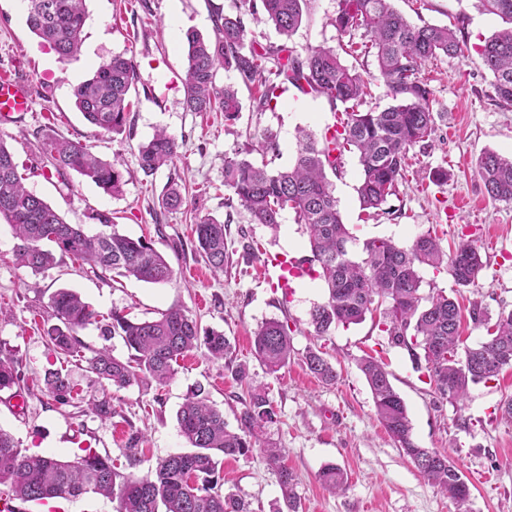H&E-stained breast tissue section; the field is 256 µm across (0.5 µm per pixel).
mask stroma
Returning <instances> with one entry per match:
<instances>
[{"mask_svg":"<svg viewBox=\"0 0 512 512\" xmlns=\"http://www.w3.org/2000/svg\"><path fill=\"white\" fill-rule=\"evenodd\" d=\"M393 5L412 24L454 29L470 52L426 62L435 132L412 149L406 180L388 198L384 215L377 220L363 215L356 193L360 165L354 153L346 154L343 172L334 180L338 207L361 240L385 236L408 246L428 232L447 250L463 238L475 241L484 262L476 285L457 287L446 271L426 267L421 271L422 290L443 292L465 309L481 302L495 316L512 309V203L489 199L475 162L487 150L512 156V107L497 103L493 77L476 49L503 22L480 12L476 0H393ZM217 7L234 13L244 4L86 0L81 52L62 63L31 33L17 0H0V74L22 73L32 83V112L12 122L0 121V138L25 175L26 187L67 223L83 225L92 234L100 229L93 213H112L120 233L151 240L175 272L167 284L130 279L118 285L66 258L35 274L15 263L16 240L10 226L1 222L0 346L16 358L21 383L17 390L0 391V429L21 447L62 460L93 448L109 455L123 471V450L135 435L153 460L187 451L176 415L197 387L208 391L229 427H236L249 400L246 387L235 379L237 366L243 364L253 383L265 389L276 413L265 434L283 448L284 463L296 476L298 512H512V420L501 411L503 402L512 399V368L492 381L471 385L465 404L450 403L372 320L316 336L309 312L325 298L320 280L303 277L285 292L261 279V260L249 258L247 243L261 245L269 254L301 258L309 253L308 236L293 213L283 214L274 235L252 223L240 206H226L224 160L238 156L261 161V134L269 129L278 141L274 167L288 166L296 153L297 128L319 134L337 117L325 100L293 87L279 98L275 110L257 111L255 89L236 71L224 69L216 74L217 87L234 86L242 103L232 127H225L223 113L186 111L181 82L187 66L185 35L194 30L213 37ZM337 9L338 0H309L292 38L294 48H339L332 24ZM115 55L133 59L138 72L127 124L118 134L89 124L72 97L74 86ZM160 128L175 139L177 156L172 165L148 176L139 167L138 146ZM51 137L85 144L103 159L119 160L121 194H106L72 171L58 174L42 152ZM437 170L447 171V179L433 181ZM172 182L181 186L186 198L176 210L161 205ZM199 212L227 222L223 273H212L196 249L192 226ZM59 288L76 290L103 315L117 309L133 319H154L170 306H182L201 328L223 331L230 352L221 361L209 360L200 349L187 353L179 359L173 379L160 388L118 389L96 382L85 361L58 354L46 341L49 297ZM270 319L287 321L294 331V355L275 374L265 371L252 347L255 330ZM311 348L324 352L335 365L340 374L336 384H323L307 370L303 357ZM367 352L386 363L392 385L408 408L415 441L447 453L468 481L471 496L466 504L452 502L428 484L378 422L370 389L356 367L357 358ZM57 368L77 386L70 402H56L43 390L45 372ZM18 396L25 400L24 409L14 405ZM104 399L113 409L108 419L90 408L92 401ZM329 463L346 472L345 490L335 493L320 484L318 474ZM218 475L222 492L249 501L252 512H275L284 503L277 473L261 448L245 456L221 457Z\"/></svg>","mask_w":512,"mask_h":512,"instance_id":"obj_1","label":"stroma"}]
</instances>
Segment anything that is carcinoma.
Here are the masks:
<instances>
[{
  "label": "carcinoma",
  "mask_w": 512,
  "mask_h": 512,
  "mask_svg": "<svg viewBox=\"0 0 512 512\" xmlns=\"http://www.w3.org/2000/svg\"><path fill=\"white\" fill-rule=\"evenodd\" d=\"M26 2L29 30L54 50L59 61L76 58L87 19L85 0ZM306 5L307 0H260L258 4L251 0L248 15L272 25L288 41L300 27ZM477 8L512 24V0H477ZM333 26L340 38L361 32L359 50L374 53L377 74L364 76L331 47H310L301 55L285 44L274 48L253 40L247 46L245 14L216 13L215 38L206 39L196 32L186 35L184 106L191 112L219 110L228 126L238 119L242 104L236 89L216 86L221 68L233 69L245 83L259 86L257 109L261 112L274 110L273 102L291 86L325 99L333 110L343 106L336 130L319 136L298 131L295 159L287 168L272 169L264 160L224 159V189L253 223L274 234L286 211L293 212L296 223L305 226L310 247L305 262L326 289L325 299L310 311L316 335L325 336L340 325L360 324L377 312L381 317L378 324L389 342L407 350L414 369L426 370L440 398L462 403L470 385L489 381L512 367V311L500 312L491 325L488 309L473 303L470 318L488 326L487 338L474 347H463L459 305L441 291L424 294L420 270L424 266L442 269L457 286H472L484 267L479 249L473 241L462 239L447 253L427 233L407 247L389 237L368 238L356 252L357 238L342 220L328 174L339 175L345 153H357L360 207L372 218L385 214L383 205L408 172L410 151L434 133L431 89L422 75L423 66L441 54L463 56L467 44L446 26L411 24L391 0H339ZM477 53L494 77L498 102L512 107V27L493 34ZM137 79L133 59L115 55L73 89L74 105L91 125L118 134L126 125L128 97ZM376 80L383 84L390 103L382 110H363ZM43 150L59 174L74 171L107 194L122 192L118 164L95 156L86 145L52 139L43 144ZM176 155L175 140L163 130L138 146L139 166L147 176L172 164ZM476 173L491 200L512 203V157L485 151L477 159ZM183 203L178 185L170 184L162 205L176 209ZM93 219L104 227L95 235L85 233L80 224L66 223L25 187L10 149L0 139V220L9 224L17 239L13 250L17 265L42 273L60 256L82 261L100 277H133L151 284L173 280V268L151 243L120 233L109 212H99ZM224 224L205 214L195 225L197 248L214 272L224 271ZM49 307L56 323L47 328V337L56 350L84 359L98 382L119 389L166 384L177 372L178 360L193 350L203 348L213 360L224 359L230 350L224 332L201 330L195 318L174 305L159 318L144 321L112 311L102 335L120 336L130 356L123 360L103 347L87 357L79 331L99 322V312L66 288L52 293ZM253 346L267 371L279 372L294 353L288 323L277 319L263 322L254 332ZM304 363L321 382H337L336 368L321 351L308 349ZM356 366L370 388L385 432L429 484L454 503L465 504L471 495L468 483L448 456L414 441L407 407L384 365L366 355L357 359ZM20 381L17 360L0 349V391ZM44 382L54 400L65 403L71 398L73 385L62 371L48 372ZM274 416L265 392L258 387L237 417V428L231 429L223 412L199 388L177 412L178 428L190 451L157 460L142 476L119 472L109 456L90 448L74 461L26 454L10 434L0 430V486L6 487L0 495L27 503L69 500L92 492L107 498L118 495L119 512H251L250 503L221 492L215 478L216 455H246L258 446L276 469L283 491L286 510L278 512H297L295 476L281 464L282 449L262 439L263 428ZM319 480L333 491L346 486L344 472L335 464L325 465Z\"/></svg>",
  "instance_id": "1"
}]
</instances>
